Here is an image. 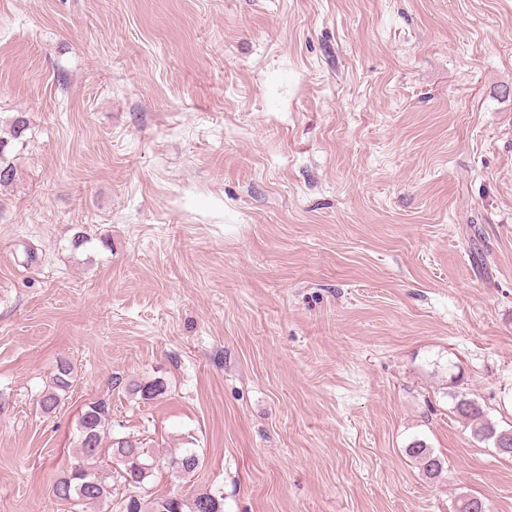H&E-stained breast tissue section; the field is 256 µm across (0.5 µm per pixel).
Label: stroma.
Masks as SVG:
<instances>
[{
  "instance_id": "obj_1",
  "label": "stroma",
  "mask_w": 512,
  "mask_h": 512,
  "mask_svg": "<svg viewBox=\"0 0 512 512\" xmlns=\"http://www.w3.org/2000/svg\"><path fill=\"white\" fill-rule=\"evenodd\" d=\"M20 112L0 512H68L52 487L101 398L113 435L202 456L157 467L158 495L512 512V461L452 411L512 421V0H0V120ZM75 380L76 375H74L72 365L66 360L59 361L50 384L47 388H44L38 397L37 403L41 412L46 415L53 414ZM407 452L419 463L426 477L434 479L441 474L444 461L434 453L432 448H428L423 441H413L407 448ZM202 463L203 459L193 448H185L180 453L170 454L166 460L168 469L178 476L194 474Z\"/></svg>"
}]
</instances>
